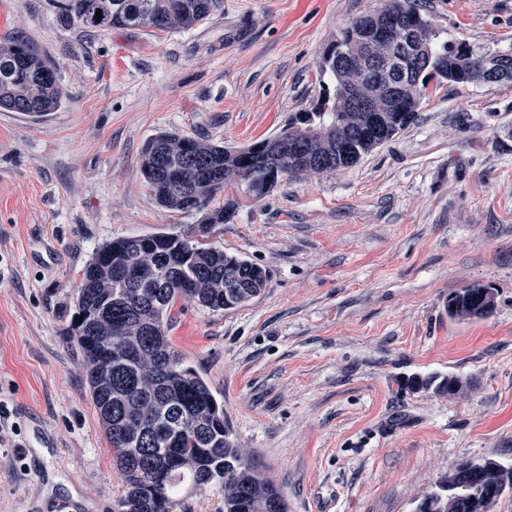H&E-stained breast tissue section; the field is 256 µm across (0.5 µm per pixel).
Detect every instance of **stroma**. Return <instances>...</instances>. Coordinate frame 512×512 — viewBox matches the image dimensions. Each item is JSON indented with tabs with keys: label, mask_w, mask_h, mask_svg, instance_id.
I'll use <instances>...</instances> for the list:
<instances>
[{
	"label": "stroma",
	"mask_w": 512,
	"mask_h": 512,
	"mask_svg": "<svg viewBox=\"0 0 512 512\" xmlns=\"http://www.w3.org/2000/svg\"><path fill=\"white\" fill-rule=\"evenodd\" d=\"M438 40L512 51V0H415ZM383 0H221L186 32L62 25L0 0V37L58 68L65 105L0 112V512H112V462L65 332L82 270L118 237L180 233L140 167L162 131L242 147L309 111L339 31ZM207 236L266 269L247 306L173 310L170 339L224 403L288 512H414L465 459L512 463V84L429 82L417 119L354 166L227 185ZM493 288L482 319L449 293ZM437 373L439 396L404 387ZM491 288L472 283L448 295V317L454 320L480 319L495 308L496 296ZM406 386L412 390L431 391L438 395L461 393L466 387L464 382L456 376H442L437 373L412 376L407 379Z\"/></svg>",
	"instance_id": "stroma-1"
}]
</instances>
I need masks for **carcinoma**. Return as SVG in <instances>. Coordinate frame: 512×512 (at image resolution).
<instances>
[{
    "mask_svg": "<svg viewBox=\"0 0 512 512\" xmlns=\"http://www.w3.org/2000/svg\"><path fill=\"white\" fill-rule=\"evenodd\" d=\"M217 0H59L65 24L107 31L114 27L190 30L211 18ZM101 20H96V11ZM397 34L394 50L413 35L429 52L410 64L412 84L402 112H351L341 95L351 70L346 59L325 54L329 77L314 107L296 113L274 135L242 148L161 132L145 145L140 166L163 208L203 214L197 228L180 234L113 239L99 246L82 271L66 339L86 370L93 404L112 445L124 488L112 512H180L181 493L212 485L224 489V512H288L281 492L236 444L224 404L170 341L172 309L181 300L213 312L241 308L264 292L267 271L204 242L211 224L233 208H212L230 182H246L261 195L286 175L349 168L392 139L417 117L426 82H484L482 64L512 66V52L490 51L465 41H436L429 20L412 0H385L374 12ZM358 21L338 40L350 42ZM66 93L56 66L26 39L0 40V112L41 116L58 111ZM492 289L472 283L448 295V317L480 319L495 308ZM412 390L438 395L464 391V382L437 373L413 376ZM512 492V465L493 458L464 460L436 480L415 512H492Z\"/></svg>",
    "mask_w": 512,
    "mask_h": 512,
    "instance_id": "1",
    "label": "carcinoma"
}]
</instances>
